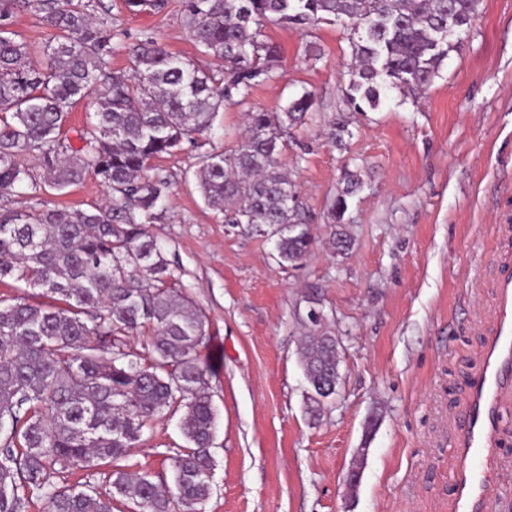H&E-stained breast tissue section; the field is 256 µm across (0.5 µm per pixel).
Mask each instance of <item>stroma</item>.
<instances>
[{"label": "stroma", "mask_w": 512, "mask_h": 512, "mask_svg": "<svg viewBox=\"0 0 512 512\" xmlns=\"http://www.w3.org/2000/svg\"><path fill=\"white\" fill-rule=\"evenodd\" d=\"M103 2L109 25L125 33L113 42V68H128L131 48L150 36L210 69L183 24L181 0L158 14ZM265 33L279 48L276 72L246 104L225 103L213 137L233 149L246 112L313 96L281 155L313 238L305 259L282 264L271 232L241 234L205 204L198 149L153 162L170 190L166 219L150 231L173 288L207 322L200 355L219 423L205 512H448L450 439L478 370L493 258L507 244L500 215L512 206V0H480L424 93L393 90L363 112L344 97L347 21L270 24ZM340 117L350 135L339 149L328 131ZM348 171L361 188L336 224L329 211ZM105 196L89 174L44 201L89 209ZM340 226L352 240L344 256L331 247ZM318 325L336 336L341 358L338 392L314 416L303 339ZM178 422L175 414L155 420L121 468L170 480L185 445ZM352 469L361 473L354 487Z\"/></svg>", "instance_id": "obj_1"}]
</instances>
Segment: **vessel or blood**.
<instances>
[{
  "mask_svg": "<svg viewBox=\"0 0 512 512\" xmlns=\"http://www.w3.org/2000/svg\"><path fill=\"white\" fill-rule=\"evenodd\" d=\"M494 319L479 350V369L452 437L448 512H490L501 488L495 448L500 409L512 401V255L495 259Z\"/></svg>",
  "mask_w": 512,
  "mask_h": 512,
  "instance_id": "b4317fda",
  "label": "vessel or blood"
}]
</instances>
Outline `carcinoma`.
<instances>
[{
  "instance_id": "carcinoma-1",
  "label": "carcinoma",
  "mask_w": 512,
  "mask_h": 512,
  "mask_svg": "<svg viewBox=\"0 0 512 512\" xmlns=\"http://www.w3.org/2000/svg\"><path fill=\"white\" fill-rule=\"evenodd\" d=\"M479 0H182L183 21L213 69L203 72L149 37L130 71L112 69L121 32L95 18L88 0H0V195L64 192L91 172L109 202L90 210L0 208V282L39 288L60 305L0 301V512H20L27 494L58 470L90 469L129 455L154 420L182 409L187 447L172 458L173 481L115 466L111 492L53 488L50 512H112L115 497L140 512H201L212 494L211 447L217 414L199 347L201 310L168 286L172 271L149 227L165 220L170 182L152 161L201 147L220 107L244 101L273 77L277 47L267 23L310 28L336 18L353 31L346 100L376 108L389 89L415 96L438 76L450 31H467ZM132 12L161 11L165 0H125ZM53 30L38 50L17 40V11ZM95 112L66 141L69 112L85 99ZM314 106L308 93L276 112L247 113L235 148L198 154L205 203L227 224L258 233L274 227L281 261L299 264L312 238L301 229L295 184L280 165L282 135ZM36 157L41 173L26 156ZM350 186L331 208L339 221ZM151 334L153 362L125 349L124 337ZM309 384L339 379L336 338L310 336L303 354Z\"/></svg>"
}]
</instances>
